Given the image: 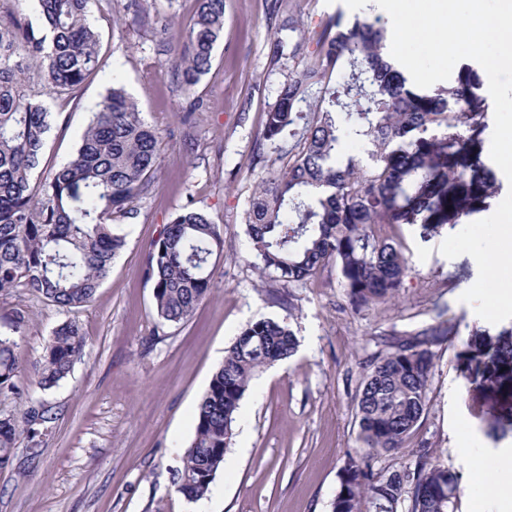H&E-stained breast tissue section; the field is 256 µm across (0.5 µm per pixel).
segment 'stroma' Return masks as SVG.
I'll list each match as a JSON object with an SVG mask.
<instances>
[{
  "label": "stroma",
  "instance_id": "obj_1",
  "mask_svg": "<svg viewBox=\"0 0 512 512\" xmlns=\"http://www.w3.org/2000/svg\"><path fill=\"white\" fill-rule=\"evenodd\" d=\"M369 0H224V29L212 66L194 89L202 112L186 118L175 58L196 0H93L103 66L75 99H48L66 122L52 131L42 172L68 160L92 113L120 73L145 120L163 136V159L148 192L114 221L126 245L88 306L69 312L22 290L0 294V330L15 311L26 323L17 337L20 369L14 392L0 394V414L21 417L29 401L53 408L56 419L28 470L0 469V512H332L339 474L357 446L355 396L367 360L386 338L436 321L437 308L456 322L460 338L486 329L460 295L478 276L468 255L444 257L443 234L421 240L408 225L381 226L400 243L411 269L396 298L352 308L335 266L286 283L259 277L250 265L246 210L259 173L254 157L265 114L280 85L305 55L276 58V38L311 41L322 19L391 28ZM296 31H288L289 19ZM224 231L213 254L210 296L184 323L160 325L153 283L145 273L150 244L186 205ZM76 320L86 346L68 377L51 389L36 383L35 366L53 330ZM290 323L296 354L265 368L240 402L234 435L211 493L198 501L176 492L173 477L195 432L197 404L224 351L247 324ZM431 401L399 455L374 461L380 473L414 463L431 450L435 462L461 475L459 512H469L487 481L464 468L468 447L496 459L512 441L489 438L466 401L455 368V346H434Z\"/></svg>",
  "mask_w": 512,
  "mask_h": 512
}]
</instances>
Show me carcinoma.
<instances>
[{"label": "carcinoma", "mask_w": 512, "mask_h": 512, "mask_svg": "<svg viewBox=\"0 0 512 512\" xmlns=\"http://www.w3.org/2000/svg\"><path fill=\"white\" fill-rule=\"evenodd\" d=\"M90 0H34L38 22L0 10V292L22 288L70 311L89 304L126 245L112 216L145 194L162 162V134L142 117L113 74L69 160L36 176L51 130L65 122L43 97L68 98L100 67L99 35ZM224 26V0H199L176 61L189 97L210 69ZM387 31L337 13L317 33L315 48L276 40L274 56L309 62L289 76L265 114L262 174L246 210V233L264 276L287 282L336 264L349 304L385 302L401 288L409 259L375 231L408 224L421 239L488 211L502 183L482 160L488 128L484 73L460 65L448 88L418 90L384 52ZM293 139L291 149L283 142ZM348 140L370 146L364 164L343 151ZM288 152L284 171L268 163ZM224 250L219 225L186 207L149 247L160 324L187 321L211 292L209 259ZM16 312L0 333V393L15 388L19 370ZM456 335L447 321L398 339L369 364L356 399L358 449L339 475L332 512H457L460 476L422 449L414 467L377 473L375 456L397 452L429 402L431 346ZM85 347L79 324L66 320L46 343L38 385L67 377ZM290 325L273 319L247 325L227 348L196 409L194 438L177 472L176 491L205 497L224 465L240 401L262 369L294 355ZM456 363L469 408L499 441L512 436V324L457 345ZM54 417L40 403L22 418L0 416V468L13 464L20 437L36 444Z\"/></svg>", "instance_id": "obj_1"}]
</instances>
